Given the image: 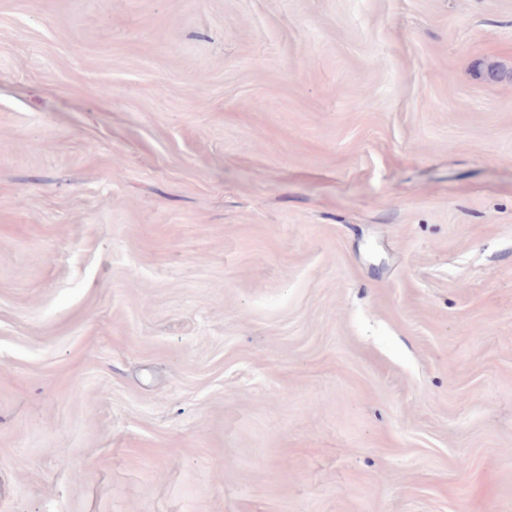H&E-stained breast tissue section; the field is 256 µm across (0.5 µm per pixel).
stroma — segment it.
<instances>
[{"instance_id": "obj_1", "label": "stroma", "mask_w": 512, "mask_h": 512, "mask_svg": "<svg viewBox=\"0 0 512 512\" xmlns=\"http://www.w3.org/2000/svg\"><path fill=\"white\" fill-rule=\"evenodd\" d=\"M0 512H512V0H0Z\"/></svg>"}]
</instances>
